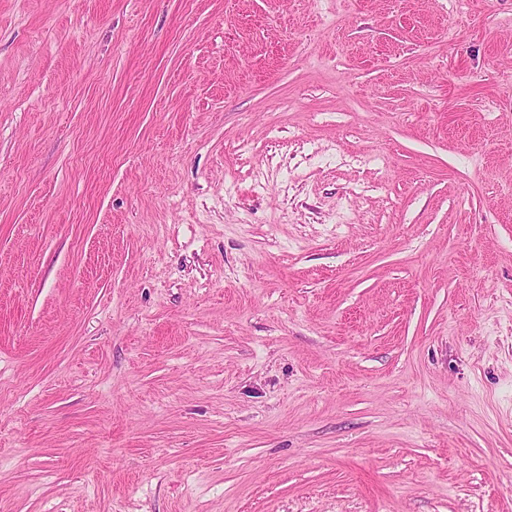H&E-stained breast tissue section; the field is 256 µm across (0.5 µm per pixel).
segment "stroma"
<instances>
[{
  "label": "stroma",
  "mask_w": 512,
  "mask_h": 512,
  "mask_svg": "<svg viewBox=\"0 0 512 512\" xmlns=\"http://www.w3.org/2000/svg\"><path fill=\"white\" fill-rule=\"evenodd\" d=\"M0 512H512V0H0Z\"/></svg>",
  "instance_id": "obj_1"
}]
</instances>
